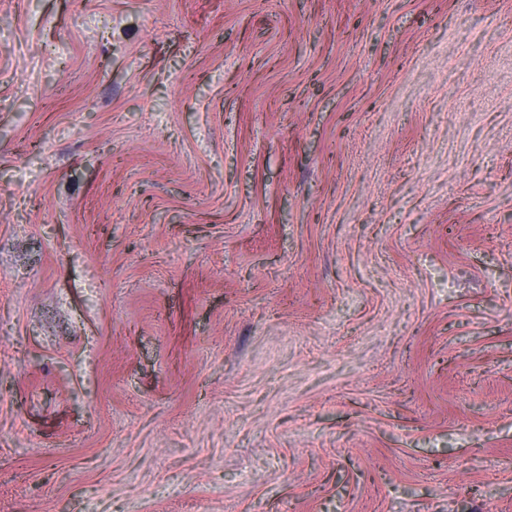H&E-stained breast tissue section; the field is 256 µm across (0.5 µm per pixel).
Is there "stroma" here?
Returning a JSON list of instances; mask_svg holds the SVG:
<instances>
[{
  "label": "stroma",
  "mask_w": 512,
  "mask_h": 512,
  "mask_svg": "<svg viewBox=\"0 0 512 512\" xmlns=\"http://www.w3.org/2000/svg\"><path fill=\"white\" fill-rule=\"evenodd\" d=\"M0 512H512V0H0Z\"/></svg>",
  "instance_id": "1"
}]
</instances>
